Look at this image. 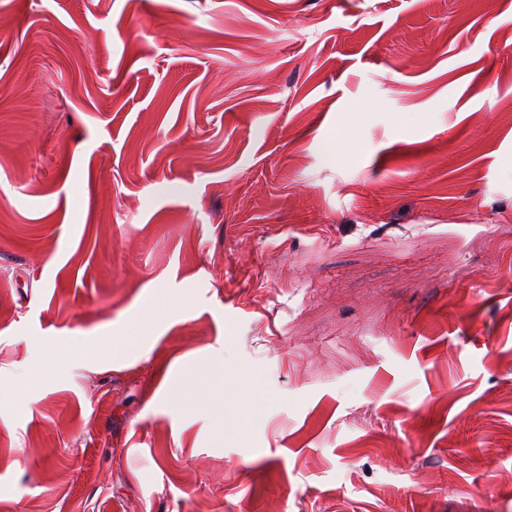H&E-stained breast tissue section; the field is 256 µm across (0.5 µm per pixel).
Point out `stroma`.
Masks as SVG:
<instances>
[{
  "label": "stroma",
  "instance_id": "stroma-1",
  "mask_svg": "<svg viewBox=\"0 0 512 512\" xmlns=\"http://www.w3.org/2000/svg\"><path fill=\"white\" fill-rule=\"evenodd\" d=\"M0 512H512V0H0ZM167 305L158 301L147 312L133 314L129 318L127 327L119 333H109L98 344H93L96 349H103L108 354L112 351L120 352L139 342L145 336L149 321L155 320L161 314L167 313Z\"/></svg>",
  "mask_w": 512,
  "mask_h": 512
}]
</instances>
